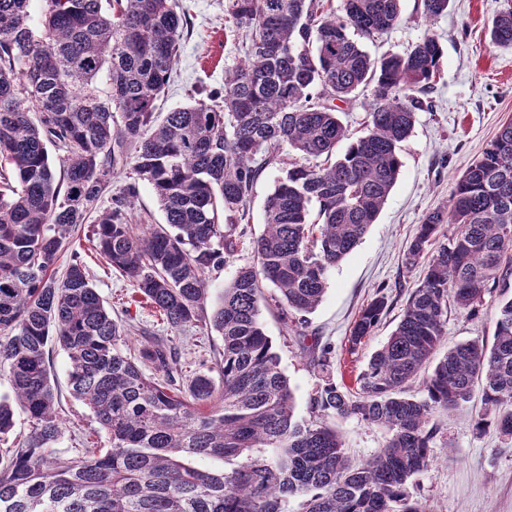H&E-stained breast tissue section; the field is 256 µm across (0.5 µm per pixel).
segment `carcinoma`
Returning <instances> with one entry per match:
<instances>
[{
  "label": "carcinoma",
  "mask_w": 512,
  "mask_h": 512,
  "mask_svg": "<svg viewBox=\"0 0 512 512\" xmlns=\"http://www.w3.org/2000/svg\"><path fill=\"white\" fill-rule=\"evenodd\" d=\"M0 0V435L11 401L33 433L0 450V512H428L410 498V478L434 462L436 413L452 414L481 389L479 432L512 438V296L502 300L493 343L448 348V305L475 314L486 291L512 278V119L457 179L448 205L425 215L403 251L405 267L428 266L396 327L350 385L328 381L298 421L295 398L260 320L270 299L283 321H305L329 271L358 245L400 174V144L412 133L443 55L427 37L406 52L371 56L359 38L401 21V0H344L329 16L321 0H228L248 60L225 71L214 96L165 115L186 17L175 0ZM449 0H421L435 19ZM490 40L512 46V2ZM107 73L109 88L97 86ZM370 89L363 136L347 138L334 101ZM288 146L311 166H293L265 204L257 265L239 268L208 308L207 276L238 249L236 224L252 189ZM132 164V180L116 184ZM148 183L164 223L140 232L129 211ZM94 250L174 331L202 326L221 337L208 372L185 384L173 340L123 349L127 327L112 316L81 256L65 278L54 265L97 209ZM454 230L438 241L442 225ZM274 287L268 298L264 288ZM379 289L347 338L354 354L392 306ZM298 341L330 367L332 349ZM67 355L73 396L109 447L59 458L63 434L50 345ZM217 371L219 379L210 376ZM422 379L423 396L405 395ZM385 428L378 453L354 465L328 419ZM232 465L215 471L210 460Z\"/></svg>",
  "instance_id": "carcinoma-1"
}]
</instances>
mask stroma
Masks as SVG:
<instances>
[{
    "instance_id": "35a3bbf8",
    "label": "stroma",
    "mask_w": 512,
    "mask_h": 512,
    "mask_svg": "<svg viewBox=\"0 0 512 512\" xmlns=\"http://www.w3.org/2000/svg\"><path fill=\"white\" fill-rule=\"evenodd\" d=\"M187 25L183 30L171 81L159 101L161 111L181 106L208 92H223L224 71L244 58L240 44L225 39L230 24L227 0H177ZM504 0H450L448 10L437 19L425 18L420 0H402V21L389 32L365 40L374 56L401 52L427 37L437 38L443 49L439 73L432 83L431 110L418 112L414 129L402 143L398 180L376 224L360 244L328 277L325 295L311 314L307 336L330 344L333 378L353 381L356 370L364 369L371 355L387 340L402 312L394 303L369 336L357 356H348L345 342L358 312L375 296L378 287L389 294L410 293L426 270L425 265L406 269L403 246L411 239L428 212L447 204L456 180L493 140L500 125L512 118V47L493 45L487 28ZM280 163L270 166L256 183L246 206L244 221L237 224L239 247L224 268L209 275V302L217 304L224 286L237 268L256 264L251 242L263 230L264 205L277 180L283 177L298 154L281 153ZM91 224H84L70 238L55 267L63 275L73 254L87 262L91 279L101 299L130 326L128 346L141 340V331L159 336L168 329L153 310L136 302L131 283L104 260L89 251ZM499 289L487 291L479 315L468 310L448 311L446 345L492 338ZM260 319L280 367L287 376L296 401V416H309V399L322 385L321 372L307 353L287 332L278 311L262 306ZM184 362L193 366L210 364L221 341L205 329L194 327L175 335ZM52 373L60 391L58 411L63 436L57 446L60 457L69 458L108 442L90 410L74 399L68 387V360L54 350ZM482 409L480 398L450 416L440 418L441 433L432 451L430 468L414 475L410 495L430 507L431 512H512V439L496 429L477 432L474 419ZM336 428L354 460L375 455L385 444L384 429L355 419H341Z\"/></svg>"
}]
</instances>
